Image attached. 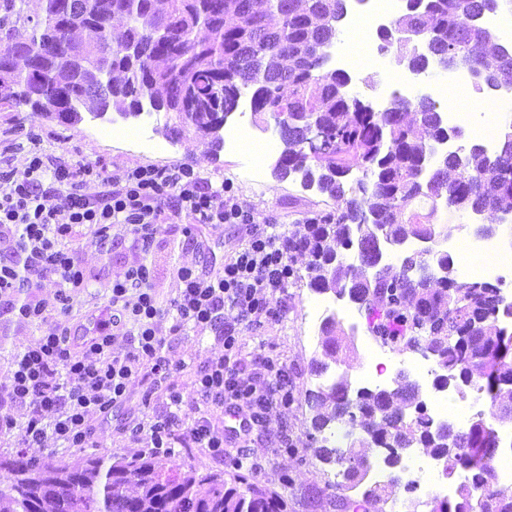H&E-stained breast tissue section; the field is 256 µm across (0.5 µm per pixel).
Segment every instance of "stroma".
<instances>
[{
    "mask_svg": "<svg viewBox=\"0 0 512 512\" xmlns=\"http://www.w3.org/2000/svg\"><path fill=\"white\" fill-rule=\"evenodd\" d=\"M166 121L163 112L145 114L138 119V126L154 131L155 144L148 147L113 136V125L105 119L67 126L55 121L31 120L22 112H0V162L9 164L16 173H24L28 152L35 148L51 165L91 162L108 172L136 165L164 168L185 164L213 186L232 185L240 201L251 209L255 223L278 224L286 232L294 231L312 212L335 209V202L325 195L302 189L292 180L275 178L272 157H265L260 175H253L251 162L243 153L224 150L220 155H212L193 133L177 136L165 133ZM245 238V229L227 224H199L184 217L160 225L148 255L159 304L168 306L175 297L176 271L180 266L212 269L214 263L237 251ZM79 246L93 285L75 295L70 317L86 323L95 310L108 305L113 279L123 275L137 259L138 252L124 240L113 250H103L89 235L80 240ZM315 298V292L307 286L289 285L284 295L286 308L278 320L248 325L240 352L247 360L271 357L283 363L292 388L288 407L273 413L267 423L271 437L287 432L291 448L285 450L271 442L257 441L249 450L251 459L261 465L257 483L278 492L286 500L288 512H338L339 491L328 481L332 468L315 460L308 447L312 413L305 392L319 383L311 370V361L322 352L320 323L310 314V304ZM59 320V315L50 314L40 328L33 330L17 316L0 317V334L9 336L6 346H0V386L10 382L17 351L52 332ZM222 350L221 342L209 328H187L166 351L171 363L178 366L168 377V385L181 391L187 404H194L196 369ZM143 393L141 384H133L130 397L122 405L108 415L92 417L94 453L130 454L140 450V443L132 440L127 426L148 412Z\"/></svg>",
    "mask_w": 512,
    "mask_h": 512,
    "instance_id": "obj_1",
    "label": "stroma"
}]
</instances>
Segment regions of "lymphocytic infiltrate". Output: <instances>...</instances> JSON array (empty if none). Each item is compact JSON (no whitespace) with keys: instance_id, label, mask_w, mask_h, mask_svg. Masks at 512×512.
<instances>
[{"instance_id":"lymphocytic-infiltrate-1","label":"lymphocytic infiltrate","mask_w":512,"mask_h":512,"mask_svg":"<svg viewBox=\"0 0 512 512\" xmlns=\"http://www.w3.org/2000/svg\"><path fill=\"white\" fill-rule=\"evenodd\" d=\"M91 183L100 184V191L86 193ZM168 214L237 224L248 239L218 269L180 267V288L169 309L158 304L149 285L151 270L140 262L113 280L109 305L81 344H74L64 327L18 351L11 380L0 389V436L19 429L24 448L49 438L69 448L87 447L91 415L126 400L132 383L142 380L164 392L166 406L136 423L132 437L147 439L157 455H174L181 446L204 449L220 460L225 449L248 448L263 435L276 405H287L282 364L260 357L247 370L233 355L244 322L274 320L281 313L274 300L293 276L288 236L275 225L255 224L230 186H213L182 165H138L106 177L89 163L48 167L34 152L23 176L0 167V252L11 256L0 262V315L16 313L33 325L45 320L47 304L16 301L26 274L52 281L59 312L67 314L74 294L90 282L75 246L78 238L88 232L104 246L118 226L146 253ZM168 316L173 323L165 331L160 322ZM189 325L209 327L223 346L221 355L197 368L192 408L179 393L163 389L171 370L164 349ZM224 409L239 418L234 431L224 426ZM18 410L26 411L25 422L15 419Z\"/></svg>"}]
</instances>
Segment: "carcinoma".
Instances as JSON below:
<instances>
[{"label": "carcinoma", "instance_id": "obj_1", "mask_svg": "<svg viewBox=\"0 0 512 512\" xmlns=\"http://www.w3.org/2000/svg\"><path fill=\"white\" fill-rule=\"evenodd\" d=\"M403 2L400 22L422 28L429 56L458 55L475 74L512 68V48L491 45L479 22L487 12L512 10V0ZM343 15L344 0H42L39 16L27 13L25 0H0V112H16L26 100L30 117L48 108L72 126L74 112L106 105L134 112L154 104L176 120L171 132L193 131L211 154L217 153L222 116L236 111L247 94L257 117L277 112L290 122L315 121L323 144L288 140L282 167L290 175L319 178L320 192L340 207L290 233L295 252L308 257L292 281L318 294L354 289L366 305L367 332L383 346L432 336L428 347L436 351L439 385L471 384L488 395L494 415L511 418L512 367L488 370L506 357L495 342L493 285L460 282L452 271L442 280H410L399 265L375 278L367 258L326 265L338 246L361 232L366 214L385 241L432 236L437 231L431 225L407 214L432 213L439 205L493 220L512 211V150L490 154L475 144L462 163L451 155L438 162L430 145L444 129L436 99H397L371 112L348 94L340 76L326 71L322 46ZM116 20L123 23L118 32ZM92 70L102 84L89 79ZM411 112L417 115L412 122ZM354 167L363 177L353 186L344 174ZM320 344L324 359L312 361L318 377L354 350V339L334 316L322 321ZM306 402L314 457L343 467L342 489L361 490L367 504L387 502L401 471L393 468L385 484L362 485V449L397 446L440 456L452 473L469 469L471 479L458 485L454 499H444L439 512H512V486L500 485L495 474L500 436L482 415L458 428L459 437L437 442L427 429L431 416L419 384L395 393L354 391L345 374L308 390ZM346 414L357 426L350 442L338 447L325 432ZM463 440L468 454L458 451ZM0 468L13 474L0 488V512H285L280 496L242 475L227 480L222 472L150 454L62 463L18 453L0 456Z\"/></svg>", "mask_w": 512, "mask_h": 512}]
</instances>
